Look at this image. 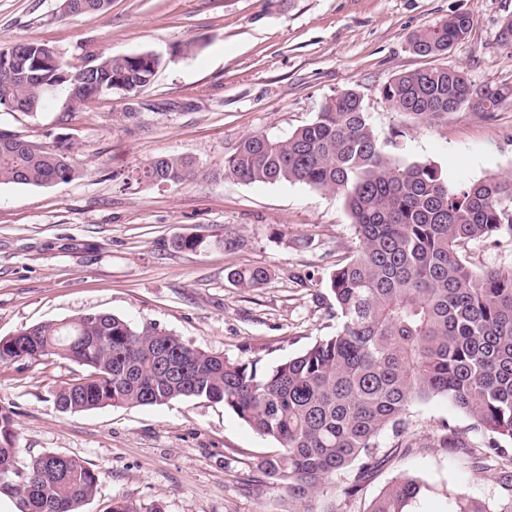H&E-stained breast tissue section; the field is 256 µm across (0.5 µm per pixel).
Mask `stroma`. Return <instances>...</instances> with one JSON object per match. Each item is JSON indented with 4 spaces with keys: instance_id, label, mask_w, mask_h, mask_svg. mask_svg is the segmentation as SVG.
I'll return each mask as SVG.
<instances>
[{
    "instance_id": "1",
    "label": "stroma",
    "mask_w": 512,
    "mask_h": 512,
    "mask_svg": "<svg viewBox=\"0 0 512 512\" xmlns=\"http://www.w3.org/2000/svg\"><path fill=\"white\" fill-rule=\"evenodd\" d=\"M455 12L471 15V32L440 64L509 94L490 115L463 107L432 123L404 121L381 89L429 66L409 37ZM61 13L62 0H0V48L44 43L75 65L151 52L161 64L139 93L116 90L69 114L60 96L33 116L0 109L2 130L46 147L70 142L77 169L67 184H0V338L103 312L265 371L335 335L327 279L356 242L343 202L302 183L225 177L224 160L244 136H287L347 89L360 93L394 159L435 164L452 183L512 176V45L499 38L512 0H111L102 13ZM190 40L198 52L185 53ZM157 156L194 158L208 177L139 183ZM195 234L201 248H171L175 236ZM464 256L478 270L512 268V239L469 244ZM252 266L270 272L262 287L230 280ZM82 372L55 355L0 363V407L12 413L22 454L76 456L98 474L83 512H106L115 499L139 512H290L287 489L261 469L275 442L223 404L58 411L54 391ZM406 419L416 447L394 450L393 434H382L390 458L362 495L348 502L327 485L315 512H367L406 475L430 486L420 512H446L452 492L496 496L467 450L440 443L450 430L480 443L472 419L441 398Z\"/></svg>"
}]
</instances>
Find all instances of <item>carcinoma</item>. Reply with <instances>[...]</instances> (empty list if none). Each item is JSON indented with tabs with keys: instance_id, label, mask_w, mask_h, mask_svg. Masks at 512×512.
Segmentation results:
<instances>
[{
	"instance_id": "carcinoma-1",
	"label": "carcinoma",
	"mask_w": 512,
	"mask_h": 512,
	"mask_svg": "<svg viewBox=\"0 0 512 512\" xmlns=\"http://www.w3.org/2000/svg\"><path fill=\"white\" fill-rule=\"evenodd\" d=\"M110 0H63V17L103 12ZM468 13L414 32L417 55L437 60L464 41ZM26 64L47 57L45 45H11ZM160 66L150 52L112 56L74 67L63 56L35 76L0 78V107L35 114L63 91L69 111L86 101L83 86L102 84L138 93ZM390 108L414 122H433L468 107L490 113L506 93L477 87L464 72L439 64L395 76L382 88ZM145 182L179 185L205 176L190 158L159 156L144 164ZM71 147L51 148L0 130V184L46 186L75 177ZM224 175L243 182L303 183L340 198L358 246L329 277L340 325L301 353L260 373L253 362L232 361L195 348L154 325L137 327L108 313L43 322L0 339V362L55 354L85 369L54 393L63 413L107 406H153L176 399L222 402L258 435L278 444L266 475L285 485L301 508L328 481L342 479L356 498L385 461L381 435L392 431L411 448V406L443 397L485 436L471 468L493 472L496 498L478 503L448 494V512H512V462L501 442H512V269L477 271L465 247L492 237L512 238V177L450 183L437 166L401 163L382 146L360 94L345 90L325 100L316 117L283 138L243 137L224 161ZM200 235L172 239L175 250H195ZM264 267L237 269L232 280L259 288ZM12 413L0 409V494L18 512H81L97 492L88 462L56 453L21 457ZM427 482L401 476L368 512H414Z\"/></svg>"
}]
</instances>
